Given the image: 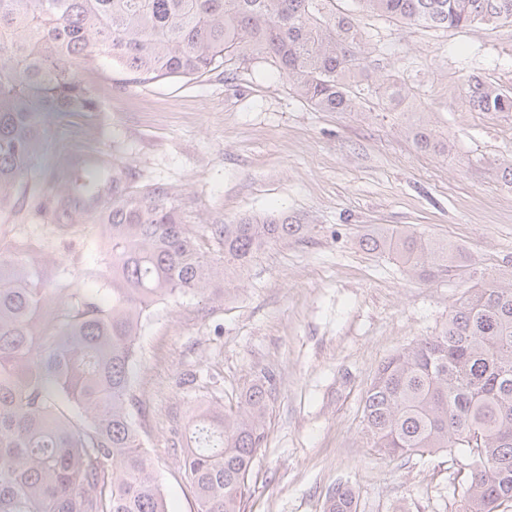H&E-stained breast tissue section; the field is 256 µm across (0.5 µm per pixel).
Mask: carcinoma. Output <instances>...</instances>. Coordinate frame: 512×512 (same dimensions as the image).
Returning a JSON list of instances; mask_svg holds the SVG:
<instances>
[{"instance_id":"1","label":"carcinoma","mask_w":512,"mask_h":512,"mask_svg":"<svg viewBox=\"0 0 512 512\" xmlns=\"http://www.w3.org/2000/svg\"><path fill=\"white\" fill-rule=\"evenodd\" d=\"M356 2L424 28L512 22V0ZM361 41L336 0H0V217L22 193L45 114L96 108L83 72L100 58L134 83L262 59L322 112L357 111L362 81L402 105L396 79L368 73ZM468 98L482 112H512V94L493 85L470 84ZM405 116L417 149L448 153L423 113ZM107 184L112 203L92 223L112 267L108 305L70 288L60 266L38 269L41 242L9 236L7 224L0 232V512H168L135 419L150 310L206 295L305 228L285 213L187 224L171 187L134 185L115 155L88 170L91 205ZM362 245L420 278L469 274L453 245L425 232L377 227ZM274 391L269 378L236 407L201 409L183 423L198 512H243ZM363 421L371 447L393 458L456 449L475 457L465 512L511 505L512 273L480 271L438 335L390 355L364 396ZM324 512H357L352 488L337 485Z\"/></svg>"}]
</instances>
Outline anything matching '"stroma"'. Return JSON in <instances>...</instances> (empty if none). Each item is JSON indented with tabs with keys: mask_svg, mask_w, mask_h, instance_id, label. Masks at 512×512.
Listing matches in <instances>:
<instances>
[{
	"mask_svg": "<svg viewBox=\"0 0 512 512\" xmlns=\"http://www.w3.org/2000/svg\"><path fill=\"white\" fill-rule=\"evenodd\" d=\"M336 6L358 17L367 68L409 89L407 111L428 113L447 155L417 150L376 97L356 112H322L261 63L130 83L100 62L84 73L97 109L47 114L10 215L90 295L109 273L99 227L55 225L59 195L77 196L100 158L121 157L137 184L172 187L189 224L280 212L307 224L230 288L156 305L141 332L138 423L170 512L198 510L174 425L198 407L234 405L265 375L277 390L245 512H323L341 483L357 512L463 510L474 457H389L366 443L362 404L391 354L439 333L466 282L410 277L361 239L376 225L408 227L448 240L471 267L512 270V183L502 177L512 113L479 111L466 97L476 81L512 92V23L409 27L360 12L356 0Z\"/></svg>",
	"mask_w": 512,
	"mask_h": 512,
	"instance_id": "obj_1",
	"label": "stroma"
}]
</instances>
